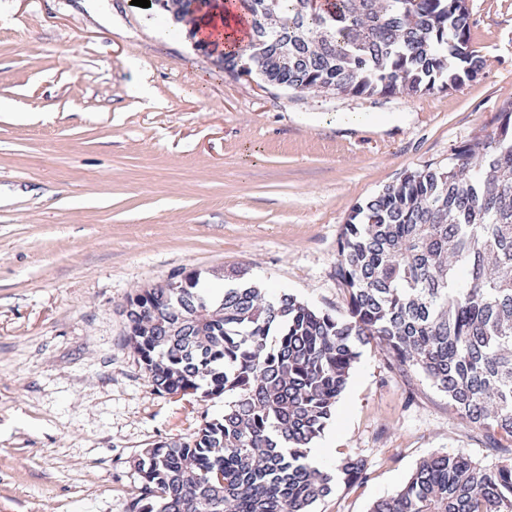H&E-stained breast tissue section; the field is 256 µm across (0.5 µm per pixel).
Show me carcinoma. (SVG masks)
Returning <instances> with one entry per match:
<instances>
[{
  "label": "carcinoma",
  "mask_w": 512,
  "mask_h": 512,
  "mask_svg": "<svg viewBox=\"0 0 512 512\" xmlns=\"http://www.w3.org/2000/svg\"><path fill=\"white\" fill-rule=\"evenodd\" d=\"M249 62L231 75L301 92L430 94L474 80L467 0H238ZM336 279L348 319L224 272L217 297L193 272L185 288H139L126 345L160 394L229 397L189 441L132 460L125 512H311L333 483L361 486L370 463L347 456L332 476L307 448L335 415L358 348L374 343L448 395L460 417L512 447V101L490 133L452 149L446 166L407 172L355 204ZM370 512H512V462L464 452L422 460Z\"/></svg>",
  "instance_id": "1"
}]
</instances>
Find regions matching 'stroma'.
<instances>
[{"mask_svg":"<svg viewBox=\"0 0 512 512\" xmlns=\"http://www.w3.org/2000/svg\"><path fill=\"white\" fill-rule=\"evenodd\" d=\"M476 80L429 95L293 92L234 76L131 0H0V512H124L132 459L224 401L155 392L125 343L135 289L248 267L343 318L352 206L444 165L512 101V0H468ZM367 483L314 512H369L424 458L506 461L418 370L362 346L318 440Z\"/></svg>","mask_w":512,"mask_h":512,"instance_id":"35a3bbf8","label":"stroma"}]
</instances>
